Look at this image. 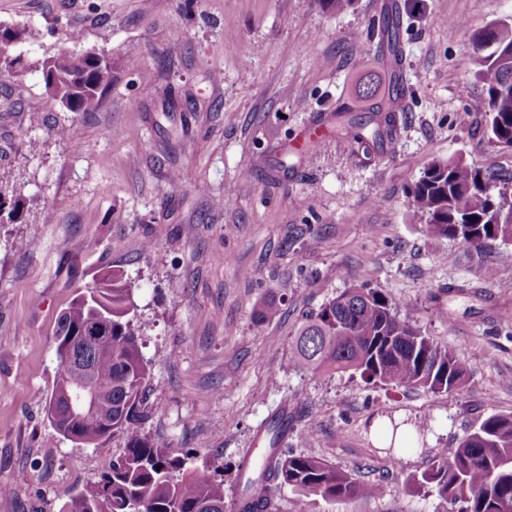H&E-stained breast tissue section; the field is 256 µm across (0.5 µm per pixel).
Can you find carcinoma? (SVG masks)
Here are the masks:
<instances>
[{
    "label": "carcinoma",
    "mask_w": 512,
    "mask_h": 512,
    "mask_svg": "<svg viewBox=\"0 0 512 512\" xmlns=\"http://www.w3.org/2000/svg\"><path fill=\"white\" fill-rule=\"evenodd\" d=\"M40 32L32 26L0 25V70L12 74L30 64L17 53ZM471 52L465 70L483 86L477 111L488 116L487 132L498 145L512 149V19L492 23L469 35ZM46 90L70 112H85L112 82V55L79 49L77 41L61 45L37 63ZM388 99H376L372 81L363 83L361 97L371 102L369 116L336 109V133L355 142L384 141L392 136L405 86L393 78ZM26 197L15 186L0 183V224L24 220ZM414 213L425 220L432 236L459 240L476 247L512 242V195L496 178L462 160L435 159L411 189ZM95 318L105 326L94 342L77 332ZM55 337H72L73 366L58 369L47 395V415L57 432L74 442L99 446L111 435L127 437L123 455L97 484L109 492L111 512H224V483L188 466V456H174L164 443L135 430L150 375L143 361L134 322L131 286L112 271L84 287L57 321ZM293 363L323 372L360 374L368 382L421 387L449 393L464 384L470 369L446 347L401 321L392 300L365 287L348 288L326 302L301 324L295 338ZM92 381L108 408L73 417L64 398ZM288 408L281 405L266 430L267 448L258 461L241 468L257 470L247 481L238 512H271L275 485L341 500L372 497L378 486L336 469L324 460L295 453L281 444L288 432ZM451 506V512H512V416H491L465 435L451 454H438L431 468L414 479ZM87 490L70 501L67 512H95Z\"/></svg>",
    "instance_id": "carcinoma-1"
}]
</instances>
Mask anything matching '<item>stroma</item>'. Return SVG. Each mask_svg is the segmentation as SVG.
Listing matches in <instances>:
<instances>
[{"instance_id":"1","label":"stroma","mask_w":512,"mask_h":512,"mask_svg":"<svg viewBox=\"0 0 512 512\" xmlns=\"http://www.w3.org/2000/svg\"><path fill=\"white\" fill-rule=\"evenodd\" d=\"M395 3L407 108L393 140L368 148L331 126L295 151L315 117L366 109L364 74L387 94L380 29ZM511 17L512 0H356L341 13L320 0H0V24L40 31L20 47L29 62L71 35L117 62L85 112L62 108L38 71L0 77V180L27 199L23 223L0 225V512H65L125 451L122 434L96 448L63 438L45 410L56 322L107 269L133 287L151 377L138 429L223 481L224 512L286 400L290 448L379 492L328 502L282 485L276 512H448L411 480L512 415V244L429 235L410 190L437 158L512 178L461 65L470 33ZM360 285L464 360L467 381L433 394L292 366L305 315ZM264 300L280 315L257 320ZM394 420L431 428L389 454L377 428Z\"/></svg>"}]
</instances>
